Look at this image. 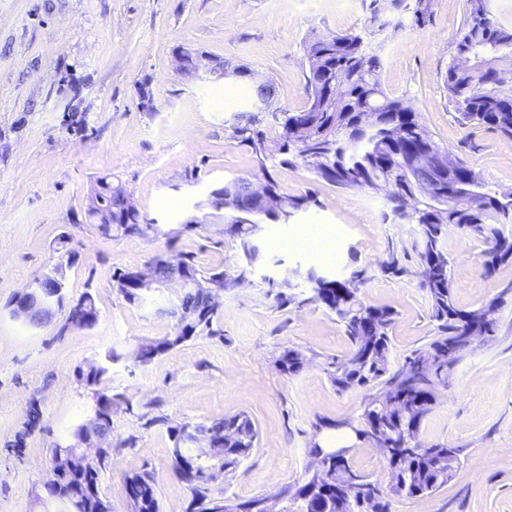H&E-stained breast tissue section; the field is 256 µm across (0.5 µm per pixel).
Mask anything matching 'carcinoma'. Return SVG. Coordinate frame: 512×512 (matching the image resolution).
Segmentation results:
<instances>
[{
  "instance_id": "carcinoma-1",
  "label": "carcinoma",
  "mask_w": 512,
  "mask_h": 512,
  "mask_svg": "<svg viewBox=\"0 0 512 512\" xmlns=\"http://www.w3.org/2000/svg\"><path fill=\"white\" fill-rule=\"evenodd\" d=\"M411 13L412 23L424 25L432 15L433 0H370L371 21L384 30L382 20L385 2ZM467 19L457 36V57L446 75L448 93L464 122L484 125L512 138V28L498 22L489 9V0H467ZM306 104L299 112L283 109L271 113L279 125L278 137L269 140L261 129L259 113L242 112L232 130L233 138L251 148L267 185L274 191L280 209L273 211L253 193L246 177H237L216 188L211 203L218 204L230 196L234 199L238 219L230 222L227 233L237 242L239 256L229 268L203 270L194 256L170 252L157 256L155 276L165 282L179 268L191 270L200 278H221L224 287L232 288V278L248 276L260 258L256 244L257 223L253 212L268 213V223H287L290 215L310 203L312 195L290 196L281 192L270 175L267 162L291 165L297 161L313 170L323 180L340 188L390 185L387 197L392 214L405 224L419 226V259L421 282L431 301L433 317L442 322L444 335L435 339L424 353L406 358L391 371L390 339L387 329L393 312L387 308L366 305L358 296L360 273L348 279L328 281L315 274L308 279L314 302L334 314L345 327L353 349L346 363H329L327 373L339 391L355 385L365 386L379 381L382 394L395 398L399 409L391 415L382 412L378 399H371L361 414V425L368 439L383 433L395 447L408 452L399 455L381 450L389 474V491L398 497H416L433 492L448 483L459 466V449L443 445L426 446L420 440V428L436 401V387L448 380V350L462 351L469 345V336L476 325L472 312L456 305L451 294L448 254L444 235L453 225L462 232L482 238L486 251L484 270L487 273L503 264H512V230L495 223L497 217L512 212V191L494 190L465 162L457 168L438 169L434 173L433 194L418 192V176L411 170V158L421 153L439 154L440 146L432 140L416 119L413 107L402 98L389 96L382 88V57L368 49L359 34L332 32L314 33L304 45ZM241 78L251 83V93L267 97L275 91L269 81H259L244 66L237 68ZM466 194L471 207L448 210L437 204V197L448 198V192ZM88 215L100 228H114L129 237L145 234L138 210L129 204V194L120 184L105 178L91 197ZM269 288L277 289L275 299L285 306L295 301L289 294V278L267 279ZM82 310L68 308L63 334L70 326L89 327L98 319V310L91 294L83 295ZM180 306L195 316L196 334L213 333L218 310L201 291L187 293ZM64 307L62 283L51 280L41 287L39 302L30 309L27 323L34 327L52 323ZM177 346V339L140 345L135 361L146 365L156 356ZM118 359L108 351L104 360L92 362L79 376L88 385H96ZM280 370L296 375L304 368L299 351L288 348L278 358ZM102 404L96 410L95 428L87 432L77 424L69 432V447L55 446L53 455L64 453V467L51 472L45 483L50 498L58 502L60 512H111V505L99 492L101 474L109 459V449L92 462L81 452L88 437L103 443L112 433V396L102 393ZM179 427L169 429L174 442L172 468L191 489L192 498L186 512H224V503L208 494L207 483L184 466L187 448L179 445ZM207 438L224 443V470L230 472L256 447L258 432L245 413L213 419L196 426ZM374 485L368 476L352 469L350 463L329 460L321 471L312 473L293 493L299 502L297 512H389V503L380 493L366 488ZM156 478L150 472L136 473L124 481L131 512H159Z\"/></svg>"
}]
</instances>
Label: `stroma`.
<instances>
[{"label": "stroma", "mask_w": 512, "mask_h": 512, "mask_svg": "<svg viewBox=\"0 0 512 512\" xmlns=\"http://www.w3.org/2000/svg\"><path fill=\"white\" fill-rule=\"evenodd\" d=\"M370 0H0V512H57L44 484L52 450L93 415L97 391L111 392L112 451L100 493L112 512H130L124 479L157 480L160 512H185L191 490L172 470L171 427L239 412L258 431L257 446L234 471L209 483L212 496L268 497L296 512L290 491L308 477L313 444L349 447L353 467L380 489L386 462L352 427L382 386L340 391L327 365L353 345L334 315L316 304L278 306L265 279L284 267H313L339 277L360 270L361 299L394 312L392 366L440 334L418 275V227L388 218L386 189H341L296 164L260 172L251 148L232 137L251 104L247 81L191 79L175 65L189 48L247 66L272 79L278 107L303 109L304 43L315 32H356L380 49L385 92L408 100L419 123L452 157L493 188L512 191V140L462 123L444 79L457 55L466 0H436L430 22L372 34ZM271 174L282 192L317 204L288 223L263 225L266 262L250 284L225 291L212 333L193 337L142 365L139 345L173 335L169 286L125 301L115 269L144 268L157 254L187 252L200 268L230 267L237 243L222 219L187 230L195 204L224 181ZM122 184L145 235L102 233L86 216L100 177ZM452 295L476 310L500 300L492 335L479 338L448 369L421 426L424 444L459 449L454 477L419 497H390V512H512V264L485 273L484 240L449 227ZM68 300L91 294L98 320L65 327L13 318V296L61 257ZM397 259L402 276L384 272ZM300 351L296 375L276 364ZM120 359L99 386L80 368ZM37 403L40 424L26 431Z\"/></svg>", "instance_id": "stroma-1"}]
</instances>
